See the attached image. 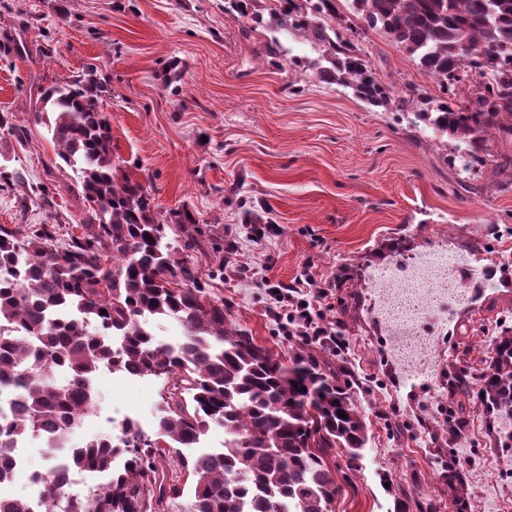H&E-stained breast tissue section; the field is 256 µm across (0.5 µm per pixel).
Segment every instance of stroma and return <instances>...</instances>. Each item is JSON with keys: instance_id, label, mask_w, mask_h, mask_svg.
I'll list each match as a JSON object with an SVG mask.
<instances>
[{"instance_id": "35a3bbf8", "label": "stroma", "mask_w": 512, "mask_h": 512, "mask_svg": "<svg viewBox=\"0 0 512 512\" xmlns=\"http://www.w3.org/2000/svg\"><path fill=\"white\" fill-rule=\"evenodd\" d=\"M243 25L225 14L224 0H5L0 36L25 50L0 53V113H12L26 133L0 134V164L23 177L0 188V224L85 222L77 178L31 110L41 87L96 67L119 175L146 187L161 215L194 210L213 246L189 252L188 261L203 276L223 265L210 293L223 301L228 324L287 356L301 336L278 317L271 288L292 283L313 318L339 328L331 349L363 382L369 443L333 512H395L404 497L430 501L435 512H512V451L490 447L479 402H469L468 434L456 448L430 434L448 417L442 373L455 346L485 350L512 329V272L495 264L496 253L512 251V191L495 192L491 171L470 175L465 143L438 148L410 115L317 79L311 66L321 52L303 38L283 41L303 66L276 67L265 57L266 31L246 38ZM357 42L394 93L415 86L438 95L435 81L383 33L364 30ZM174 58L184 69L178 93L162 79ZM41 186L52 206H43ZM247 208L267 209L272 227L243 223ZM480 237L491 251L467 260L471 304L442 307L448 333L434 337L425 370L404 363L395 336L368 314L372 270L440 246L459 251ZM94 387L96 410L74 443L119 435L128 418L153 432L157 381L103 370ZM395 417L407 426L398 440L388 430ZM452 464L464 478L459 508L448 503Z\"/></svg>"}]
</instances>
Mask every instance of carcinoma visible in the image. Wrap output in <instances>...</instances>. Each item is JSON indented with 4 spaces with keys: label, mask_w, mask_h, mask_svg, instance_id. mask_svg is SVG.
Instances as JSON below:
<instances>
[{
    "label": "carcinoma",
    "mask_w": 512,
    "mask_h": 512,
    "mask_svg": "<svg viewBox=\"0 0 512 512\" xmlns=\"http://www.w3.org/2000/svg\"><path fill=\"white\" fill-rule=\"evenodd\" d=\"M224 0V13L273 33L266 56L281 57L275 33L292 31L324 48L316 77L352 90L374 107L417 109L434 135L470 145L512 139V0H353L343 15L337 0ZM382 29L436 81L433 99L412 86L399 97L381 84L352 36L353 19ZM94 68L41 90L34 119L50 125L57 156L76 172L87 203L86 223L0 224V393L13 398L0 413V484L15 478V445L59 430L68 469L104 473L107 483L70 491L59 466L44 471L41 497L52 512H177L185 485L169 475L177 464L193 490L187 512H331L342 488L327 460L341 448L358 467L368 442L358 403V378L346 366L303 343L288 361L226 326L224 304L203 279L163 243L171 230L187 250H203L194 213L183 207L156 216L139 182L118 177L111 129ZM466 94L461 98L460 94ZM152 317L180 322L185 339L160 342ZM160 382L156 431L126 419L121 436L80 446L70 435L93 412V378L103 368ZM476 396L491 442L512 448V330L494 340L488 365L474 371L448 364L446 420L455 447L469 427L466 400ZM346 413V417L339 413ZM224 428V449L186 454L209 428Z\"/></svg>",
    "instance_id": "1"
}]
</instances>
